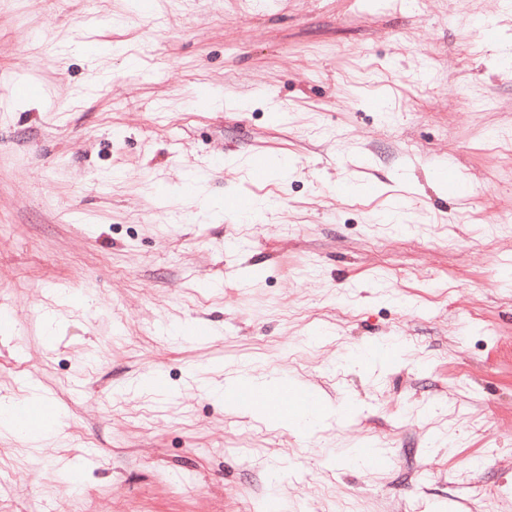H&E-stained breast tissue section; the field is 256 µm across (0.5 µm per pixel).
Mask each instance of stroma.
Here are the masks:
<instances>
[{
  "mask_svg": "<svg viewBox=\"0 0 512 512\" xmlns=\"http://www.w3.org/2000/svg\"><path fill=\"white\" fill-rule=\"evenodd\" d=\"M406 2L0 0V397L66 429L0 512H512V0ZM27 382L25 380L21 381V391L23 393L20 397L15 398L19 402V410L15 417L16 425L19 429H24L26 427V423L30 417H37L44 423L54 424L57 422L59 413L57 408L49 401H45L43 404L32 405L26 402L25 398L27 397ZM253 397L262 400L267 406L269 413L276 415L280 408L284 407L288 402V395L292 398L296 397L294 391H288V385H282L277 388L275 394H269L261 389H255L252 391Z\"/></svg>",
  "mask_w": 512,
  "mask_h": 512,
  "instance_id": "35a3bbf8",
  "label": "stroma"
}]
</instances>
